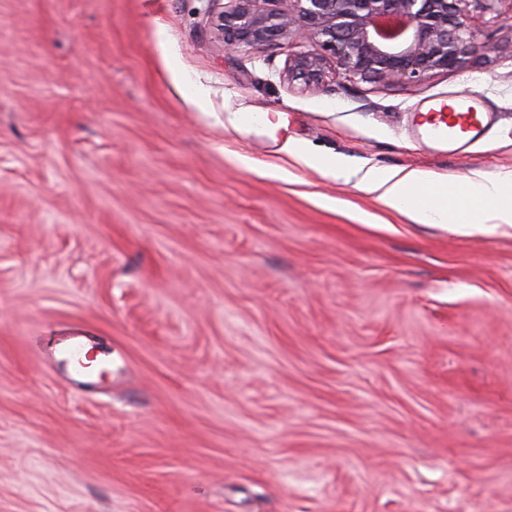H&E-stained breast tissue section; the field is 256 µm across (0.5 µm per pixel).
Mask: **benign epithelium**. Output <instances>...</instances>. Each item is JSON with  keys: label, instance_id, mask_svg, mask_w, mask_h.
I'll return each mask as SVG.
<instances>
[{"label": "benign epithelium", "instance_id": "1", "mask_svg": "<svg viewBox=\"0 0 512 512\" xmlns=\"http://www.w3.org/2000/svg\"><path fill=\"white\" fill-rule=\"evenodd\" d=\"M213 18L224 48H263L311 39L316 51L288 55L283 74L319 88L328 80L416 84L456 72L500 46L479 42L472 3L489 13L497 0H228Z\"/></svg>", "mask_w": 512, "mask_h": 512}]
</instances>
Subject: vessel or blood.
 <instances>
[{
  "label": "vessel or blood",
  "mask_w": 512,
  "mask_h": 512,
  "mask_svg": "<svg viewBox=\"0 0 512 512\" xmlns=\"http://www.w3.org/2000/svg\"><path fill=\"white\" fill-rule=\"evenodd\" d=\"M496 118L474 98H460L455 106L440 105L425 120L421 138L431 143L448 144L462 149L476 140Z\"/></svg>",
  "instance_id": "b4317fda"
}]
</instances>
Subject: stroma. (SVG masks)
I'll list each match as a JSON object with an SVG mask.
<instances>
[{
    "label": "stroma",
    "instance_id": "obj_1",
    "mask_svg": "<svg viewBox=\"0 0 512 512\" xmlns=\"http://www.w3.org/2000/svg\"><path fill=\"white\" fill-rule=\"evenodd\" d=\"M226 4L0 0V512H512V228L278 151L512 170V0L495 58L322 89L282 78L312 41L225 52ZM457 96L498 118L448 154L412 118Z\"/></svg>",
    "mask_w": 512,
    "mask_h": 512
}]
</instances>
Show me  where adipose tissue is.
I'll list each match as a JSON object with an SVG mask.
<instances>
[{"instance_id":"1","label":"adipose tissue","mask_w":512,"mask_h":512,"mask_svg":"<svg viewBox=\"0 0 512 512\" xmlns=\"http://www.w3.org/2000/svg\"><path fill=\"white\" fill-rule=\"evenodd\" d=\"M281 153L323 175L354 182L386 208L405 215L414 224H438L455 229L512 227V171L475 172L451 186L432 172L417 168H360L349 170L344 161H327L287 138Z\"/></svg>"}]
</instances>
